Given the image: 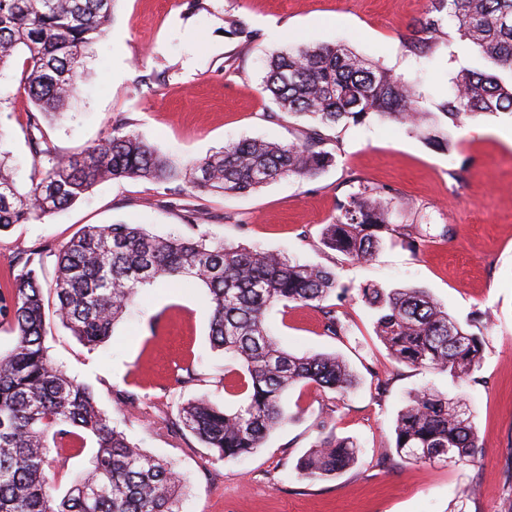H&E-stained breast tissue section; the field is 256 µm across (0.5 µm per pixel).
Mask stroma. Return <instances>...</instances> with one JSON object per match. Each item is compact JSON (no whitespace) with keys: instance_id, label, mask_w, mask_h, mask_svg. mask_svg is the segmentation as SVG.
<instances>
[{"instance_id":"obj_1","label":"stroma","mask_w":512,"mask_h":512,"mask_svg":"<svg viewBox=\"0 0 512 512\" xmlns=\"http://www.w3.org/2000/svg\"><path fill=\"white\" fill-rule=\"evenodd\" d=\"M428 0H116L114 20L83 57V78L65 117L46 125L51 147L77 152L126 121L162 152L187 160L224 144L263 137L294 141L300 121L281 113L262 92L271 53L299 44H347L384 68L421 82L434 109L448 80L463 67L489 69L459 39H439L429 56L409 51ZM239 22L254 32L231 34ZM23 56L0 73V132L12 154L15 179L28 188L34 164L28 145L31 104L20 83ZM512 115H483L455 129L443 153L404 129L368 117L339 127L335 165L311 180L283 177L245 197L172 192L147 180L108 181L70 208L0 232V289L20 271L19 250L59 249L83 226L125 222L159 235L201 234L230 246L277 251L335 269L341 284L330 298L349 326L327 335L318 308L288 304L266 316L287 351L343 358L357 385L347 397L309 385L293 389V419L242 460L220 459L193 436L170 435L162 422L134 418L115 406L114 388L176 413L200 395L220 406L244 393L238 363L212 348L205 288L157 280L147 286L97 348L54 325L45 345L69 375L90 386L131 444L173 461L183 479L179 512H512V144L498 131ZM462 170V180L453 171ZM387 186L405 204V220L428 237L419 251L386 237L374 257L351 264L321 242L340 202L360 184ZM202 205L205 223L190 225L188 206ZM449 235H442V227ZM423 288L459 321L487 324L480 375L467 402L483 444L480 464L408 463L394 448V423L410 393L427 386L452 390L445 374L396 363L375 332L376 315L361 299L367 284ZM205 383L181 386L182 367ZM385 391H377L378 378ZM356 441L357 463L333 478L303 479L298 460L319 440L321 420ZM470 497H463V490Z\"/></svg>"}]
</instances>
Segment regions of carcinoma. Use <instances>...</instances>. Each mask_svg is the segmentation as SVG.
<instances>
[{
	"label": "carcinoma",
	"instance_id": "obj_1",
	"mask_svg": "<svg viewBox=\"0 0 512 512\" xmlns=\"http://www.w3.org/2000/svg\"><path fill=\"white\" fill-rule=\"evenodd\" d=\"M114 2L0 0V72L19 51L26 53L21 83L33 105L28 144L34 162L31 184L22 190L10 152L0 149V232L66 209L107 180L183 182L204 193L246 195L284 176L313 179L336 162L338 141L325 131L371 114L449 153L453 136L439 117L461 127L481 115L512 113V0H428L423 37L411 42L410 52L428 54L448 28L495 67L460 69L435 112L423 107L417 82L342 44H303L271 55L262 80V91L282 112L307 122L295 142L245 138L189 164L120 124L83 151L60 154L41 134L42 123L62 116L77 93L84 51L105 34ZM398 205L391 188L360 185L324 227L322 244L358 263L370 260L394 232L419 248L417 225L393 221ZM39 271L29 252L11 286L0 289V327L14 338L12 349L0 354V512H179L181 477L173 462L132 445L92 390L45 347L54 323L86 346L107 342L141 290L158 278L207 288L211 344L239 363L246 393L235 408L204 394L181 405L176 416H160L171 434L187 432L221 459L246 458L292 419L283 406L290 389L315 385L344 396L354 386L342 358L292 354L265 325L271 308L295 303L319 309L327 333L346 334L336 305L328 303L339 287L333 269L205 235L159 237L141 224L114 223L86 226L64 244L47 284ZM361 298L375 312L376 334L394 361L446 373L459 390L454 397L431 388L410 396L395 422L398 456L477 463L482 445L473 412L456 407L483 361L482 325L460 323L422 288L370 284ZM112 398L140 409L133 391L114 389ZM326 426L320 422L322 437L297 463L310 481L334 476L358 457L356 443ZM87 448L92 453L82 473L56 496L49 474L64 471Z\"/></svg>",
	"mask_w": 512,
	"mask_h": 512
}]
</instances>
